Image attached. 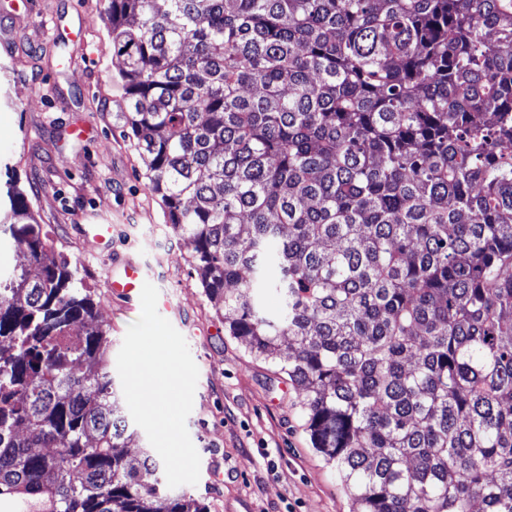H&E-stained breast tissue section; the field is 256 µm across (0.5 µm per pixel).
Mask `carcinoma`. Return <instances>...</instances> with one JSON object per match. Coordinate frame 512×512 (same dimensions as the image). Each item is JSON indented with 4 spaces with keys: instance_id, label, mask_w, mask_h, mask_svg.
I'll return each instance as SVG.
<instances>
[{
    "instance_id": "1",
    "label": "carcinoma",
    "mask_w": 512,
    "mask_h": 512,
    "mask_svg": "<svg viewBox=\"0 0 512 512\" xmlns=\"http://www.w3.org/2000/svg\"><path fill=\"white\" fill-rule=\"evenodd\" d=\"M105 17L168 228L229 334L299 389L354 512H512V0ZM6 197L28 266L0 274L3 512H207L129 456L91 291L12 178Z\"/></svg>"
}]
</instances>
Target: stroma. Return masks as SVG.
Listing matches in <instances>:
<instances>
[{
	"instance_id": "35a3bbf8",
	"label": "stroma",
	"mask_w": 512,
	"mask_h": 512,
	"mask_svg": "<svg viewBox=\"0 0 512 512\" xmlns=\"http://www.w3.org/2000/svg\"><path fill=\"white\" fill-rule=\"evenodd\" d=\"M32 2V14L0 18V34H18L0 43V184L15 176L49 233V258L77 265L112 352L141 312L109 293L113 254L138 261L169 300L165 317L199 370L187 429L200 478L179 493L209 512H353L304 429L296 386L229 336L184 241L165 230L161 198L118 117L126 94L104 0ZM75 125L84 140L70 135ZM87 224L111 225V249L84 237Z\"/></svg>"
}]
</instances>
